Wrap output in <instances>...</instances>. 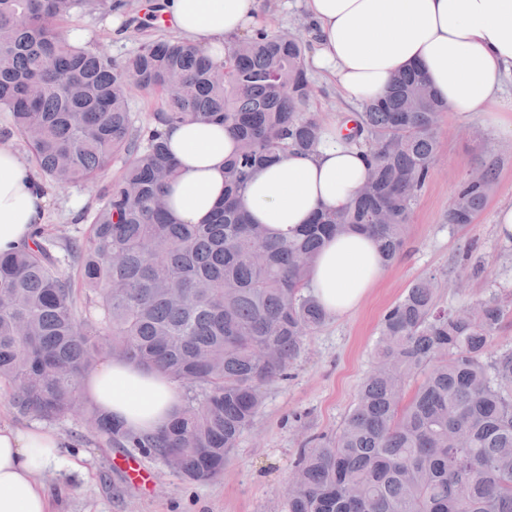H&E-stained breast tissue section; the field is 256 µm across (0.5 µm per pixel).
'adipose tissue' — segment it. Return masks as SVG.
Returning <instances> with one entry per match:
<instances>
[{
    "label": "adipose tissue",
    "instance_id": "1",
    "mask_svg": "<svg viewBox=\"0 0 512 512\" xmlns=\"http://www.w3.org/2000/svg\"><path fill=\"white\" fill-rule=\"evenodd\" d=\"M313 26L310 62L351 103L382 96L400 72L416 67L447 104L466 118L503 124L505 77L512 71V0H305ZM163 13L186 45L223 60L231 42L258 15L257 0H164ZM179 174L167 192L181 224L207 221L224 197V161L236 140L218 124L165 128ZM366 151L346 143L336 125L310 153L291 151L259 167L242 203L251 223L274 229L305 224L319 211L344 212L368 177ZM46 207L45 190L10 142L0 140V251L29 242ZM384 264L374 240L349 232L326 240L309 289L333 316L359 307ZM86 400L135 435H152L179 403L174 384L121 358L106 360L83 380ZM54 431L38 423L0 425V512H56L40 473L72 466Z\"/></svg>",
    "mask_w": 512,
    "mask_h": 512
}]
</instances>
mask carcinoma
<instances>
[{"instance_id":"cac0c4a2","label":"carcinoma","mask_w":512,"mask_h":512,"mask_svg":"<svg viewBox=\"0 0 512 512\" xmlns=\"http://www.w3.org/2000/svg\"><path fill=\"white\" fill-rule=\"evenodd\" d=\"M111 0H0V109L27 163L55 185L92 183L114 158L81 236L46 224L0 254V387L15 412L56 422L81 404L104 447L139 448L191 483L224 469L306 336L330 315L307 291L325 240L368 233L386 264L405 244L413 205L437 161L446 105L416 69L356 113L351 143L372 158L353 205L277 232L249 223L242 195L254 169L288 149L312 152L323 126L305 112L314 91L310 44L252 30L214 62L177 39L143 43L123 61L70 44L64 25ZM160 96L135 125L131 89ZM219 122L237 139L224 200L204 224H179L165 188L177 175L163 128ZM459 184L450 224L474 222L496 173ZM71 272H61V263ZM432 276L381 322L375 362L336 435L299 453L284 512H512V347L489 350L495 303L448 310ZM165 374L183 389L171 421L138 437L82 397L103 355ZM421 383L404 399L406 382Z\"/></svg>"}]
</instances>
